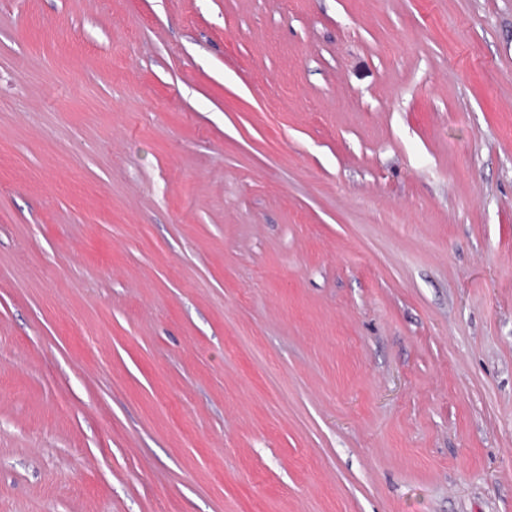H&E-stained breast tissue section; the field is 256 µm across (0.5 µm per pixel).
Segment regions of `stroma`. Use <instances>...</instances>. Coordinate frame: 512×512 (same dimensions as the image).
I'll use <instances>...</instances> for the list:
<instances>
[{"instance_id": "1", "label": "stroma", "mask_w": 512, "mask_h": 512, "mask_svg": "<svg viewBox=\"0 0 512 512\" xmlns=\"http://www.w3.org/2000/svg\"><path fill=\"white\" fill-rule=\"evenodd\" d=\"M0 512H512V0H0Z\"/></svg>"}]
</instances>
